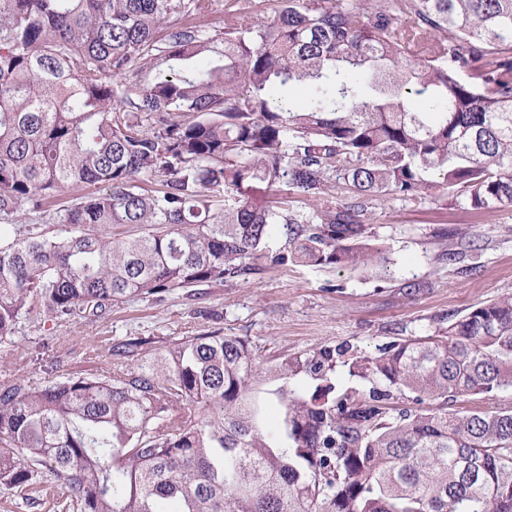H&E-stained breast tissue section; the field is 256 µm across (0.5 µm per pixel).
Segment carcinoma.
Segmentation results:
<instances>
[{
    "label": "carcinoma",
    "instance_id": "carcinoma-1",
    "mask_svg": "<svg viewBox=\"0 0 512 512\" xmlns=\"http://www.w3.org/2000/svg\"><path fill=\"white\" fill-rule=\"evenodd\" d=\"M212 6L0 0L1 344L36 308L96 322L250 275L275 224L278 263L365 268L373 201L512 205V0H281L258 24L246 2L222 32L158 35ZM82 184L103 192L45 209ZM26 203L52 235L14 223ZM105 343L113 373L0 382V484L55 512H512V410L446 408L512 388L511 298L356 358L371 387L339 394L327 350L267 365L214 332ZM262 377L275 440L249 398Z\"/></svg>",
    "mask_w": 512,
    "mask_h": 512
}]
</instances>
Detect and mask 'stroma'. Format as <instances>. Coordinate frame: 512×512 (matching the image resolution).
<instances>
[{"label":"stroma","instance_id":"stroma-1","mask_svg":"<svg viewBox=\"0 0 512 512\" xmlns=\"http://www.w3.org/2000/svg\"><path fill=\"white\" fill-rule=\"evenodd\" d=\"M368 214L370 240L385 251L371 267L277 263L286 245L278 224L255 274L201 286L194 295L182 290L161 301L121 303L94 323L39 312L23 317L12 342L0 344V378L19 362L36 383L64 372L112 371L99 346L105 336H150L163 346L216 330L247 340L268 362L334 349L330 377L337 390L362 389L365 381L351 371L355 358L445 332L475 306L512 297V205L480 214L461 199L394 196L373 202ZM450 249L457 261L446 260Z\"/></svg>","mask_w":512,"mask_h":512}]
</instances>
